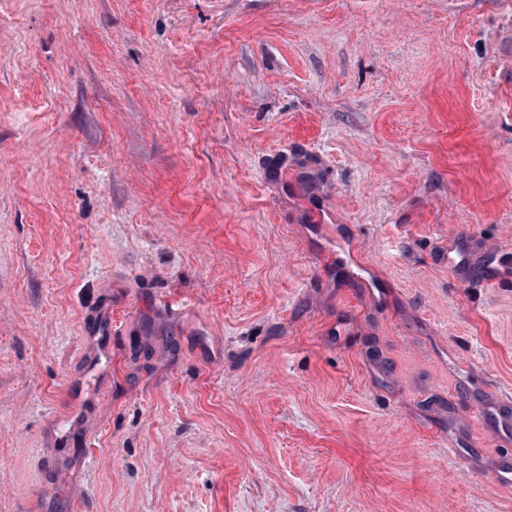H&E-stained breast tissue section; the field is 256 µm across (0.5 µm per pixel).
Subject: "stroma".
<instances>
[{
  "label": "stroma",
  "mask_w": 512,
  "mask_h": 512,
  "mask_svg": "<svg viewBox=\"0 0 512 512\" xmlns=\"http://www.w3.org/2000/svg\"><path fill=\"white\" fill-rule=\"evenodd\" d=\"M0 512H512V0H0Z\"/></svg>",
  "instance_id": "1"
}]
</instances>
